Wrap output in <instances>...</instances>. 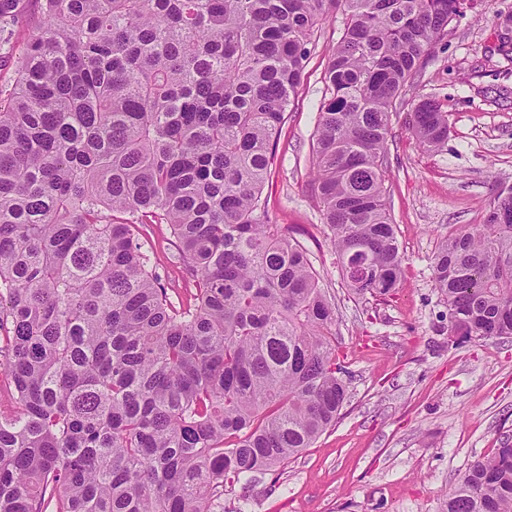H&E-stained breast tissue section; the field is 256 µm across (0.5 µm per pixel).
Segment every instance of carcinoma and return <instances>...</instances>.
I'll return each instance as SVG.
<instances>
[{"label": "carcinoma", "mask_w": 512, "mask_h": 512, "mask_svg": "<svg viewBox=\"0 0 512 512\" xmlns=\"http://www.w3.org/2000/svg\"><path fill=\"white\" fill-rule=\"evenodd\" d=\"M0 86V512H215L336 423V307L261 195L316 29L336 12L312 167L348 290L403 272L386 201L391 116L477 0H37ZM26 0H0V60ZM512 14L493 53L512 64ZM419 146L448 140L414 105ZM168 224L174 305L134 229ZM448 335L512 337V187L432 258ZM446 512H512V454L475 462Z\"/></svg>", "instance_id": "cac0c4a2"}]
</instances>
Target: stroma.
<instances>
[{"instance_id": "obj_1", "label": "stroma", "mask_w": 512, "mask_h": 512, "mask_svg": "<svg viewBox=\"0 0 512 512\" xmlns=\"http://www.w3.org/2000/svg\"><path fill=\"white\" fill-rule=\"evenodd\" d=\"M481 9L449 24L414 77L415 95L439 100L449 115L444 147L418 146L408 107L392 115L384 186L404 262L384 302L347 290L309 177L322 77L343 22L318 32L262 198L272 223L292 230L335 298L348 397L314 447L278 475L226 492V512L240 505L246 512H444L458 477L512 443V339L449 344L432 271L440 242L484 223L496 194L512 186V68L493 54L498 17L512 13V0H484ZM482 63L488 72L475 73ZM139 232L171 299H189L193 278L172 260L168 225L143 224Z\"/></svg>"}]
</instances>
